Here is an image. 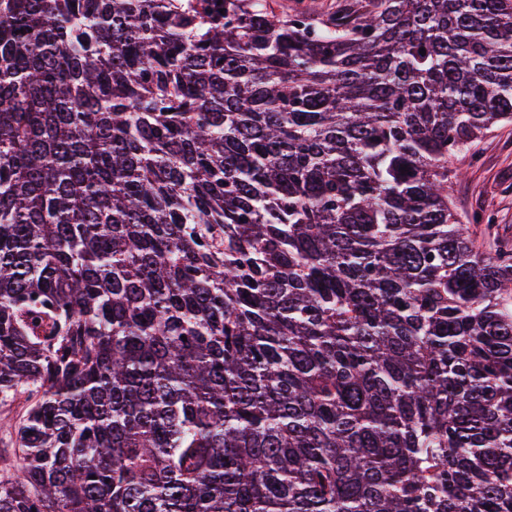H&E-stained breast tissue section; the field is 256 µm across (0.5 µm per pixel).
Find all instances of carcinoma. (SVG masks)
Returning a JSON list of instances; mask_svg holds the SVG:
<instances>
[{
  "instance_id": "1",
  "label": "carcinoma",
  "mask_w": 512,
  "mask_h": 512,
  "mask_svg": "<svg viewBox=\"0 0 512 512\" xmlns=\"http://www.w3.org/2000/svg\"><path fill=\"white\" fill-rule=\"evenodd\" d=\"M511 122L512 0H0V512H512ZM276 12L291 14L304 11L310 17L326 18L343 7L344 0H270ZM474 152L475 161L458 156L450 162L455 171L448 184L451 200L461 215L483 216L471 232L484 252L512 248V124L498 127ZM485 224H493L491 236L484 234ZM23 413L22 400L12 397L0 398V469L7 473V463L12 457L16 443V427Z\"/></svg>"
}]
</instances>
